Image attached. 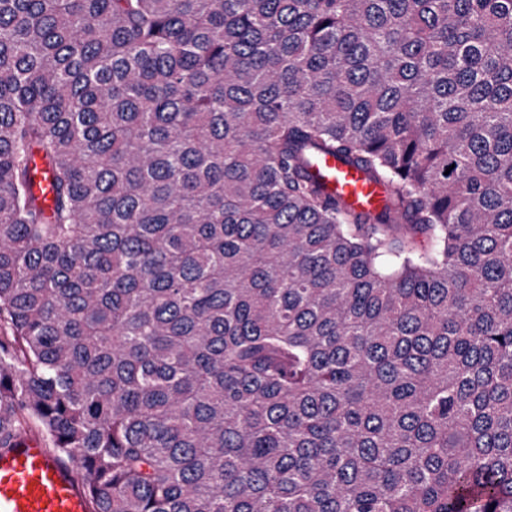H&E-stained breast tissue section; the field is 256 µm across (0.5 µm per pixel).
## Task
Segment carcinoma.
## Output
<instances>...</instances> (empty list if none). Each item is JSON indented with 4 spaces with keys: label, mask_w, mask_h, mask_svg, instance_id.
<instances>
[{
    "label": "carcinoma",
    "mask_w": 512,
    "mask_h": 512,
    "mask_svg": "<svg viewBox=\"0 0 512 512\" xmlns=\"http://www.w3.org/2000/svg\"><path fill=\"white\" fill-rule=\"evenodd\" d=\"M34 428L93 512H512V0H0ZM313 173L328 190L345 199L357 212L376 210L385 194V188L369 180L361 169L332 156L321 158Z\"/></svg>",
    "instance_id": "carcinoma-1"
}]
</instances>
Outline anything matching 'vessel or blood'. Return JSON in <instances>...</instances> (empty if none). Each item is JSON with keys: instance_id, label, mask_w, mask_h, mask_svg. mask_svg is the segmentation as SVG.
<instances>
[{"instance_id": "1", "label": "vessel or blood", "mask_w": 512, "mask_h": 512, "mask_svg": "<svg viewBox=\"0 0 512 512\" xmlns=\"http://www.w3.org/2000/svg\"><path fill=\"white\" fill-rule=\"evenodd\" d=\"M328 190L359 212L376 210L384 197L382 185L356 166L326 156L313 169ZM93 504L70 464L31 435L0 451V512H92Z\"/></svg>"}]
</instances>
